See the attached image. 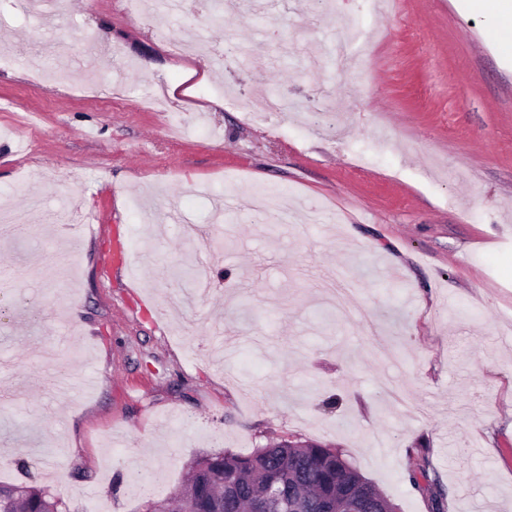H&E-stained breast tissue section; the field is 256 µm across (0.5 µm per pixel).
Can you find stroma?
<instances>
[{"label":"stroma","mask_w":512,"mask_h":512,"mask_svg":"<svg viewBox=\"0 0 512 512\" xmlns=\"http://www.w3.org/2000/svg\"><path fill=\"white\" fill-rule=\"evenodd\" d=\"M223 25L0 0V481L140 512L204 452L329 444L398 512H512V63L458 0H233ZM231 43L173 56L155 40ZM120 46L72 71L81 40ZM39 54L42 70L24 68ZM168 107L147 108L157 87ZM279 90L249 118L226 90ZM187 129L178 136L173 123ZM265 193L298 210L258 213ZM147 258L138 273L116 247ZM409 480L411 485L428 495L434 512H444L446 508L447 492L436 472L430 471L427 456L416 450L411 455Z\"/></svg>","instance_id":"35a3bbf8"}]
</instances>
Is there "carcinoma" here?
<instances>
[{
	"instance_id": "obj_1",
	"label": "carcinoma",
	"mask_w": 512,
	"mask_h": 512,
	"mask_svg": "<svg viewBox=\"0 0 512 512\" xmlns=\"http://www.w3.org/2000/svg\"><path fill=\"white\" fill-rule=\"evenodd\" d=\"M411 485L428 495L433 512H445L447 492L427 456L412 453ZM293 504L292 512H340L347 500L361 512H395L380 490L329 445L284 439L249 456L206 454L189 464L188 477L171 496L143 501L149 512H266L264 496ZM0 512H68L57 494L34 482L0 483Z\"/></svg>"
}]
</instances>
